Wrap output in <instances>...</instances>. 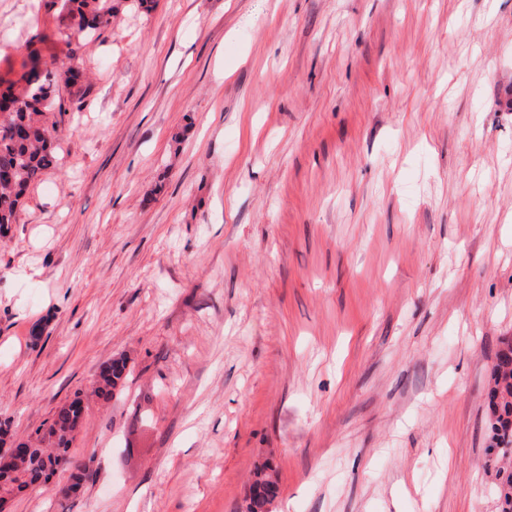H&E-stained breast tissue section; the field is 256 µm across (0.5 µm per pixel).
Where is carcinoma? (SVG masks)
Instances as JSON below:
<instances>
[{
	"instance_id": "carcinoma-1",
	"label": "carcinoma",
	"mask_w": 512,
	"mask_h": 512,
	"mask_svg": "<svg viewBox=\"0 0 512 512\" xmlns=\"http://www.w3.org/2000/svg\"><path fill=\"white\" fill-rule=\"evenodd\" d=\"M64 6L77 17L76 26L62 36L73 54L80 41L109 25L112 17V0H64ZM24 67L26 71L20 79L0 80V231L5 232L15 221L24 193L58 162L55 149L58 129L44 116L67 111L57 75L42 65L39 55L28 53ZM128 373L127 358L113 359L100 371L97 397L109 402L121 395ZM503 385L512 388L505 373L488 393V409L494 415V421L490 422L491 448L501 453L512 449V400L499 396ZM82 420L80 398L58 407L50 423L37 433L22 466L0 469V495L11 498L49 481L54 466L70 471L74 485H79L89 470V462L72 456L69 448L81 429ZM254 484L248 512H268L279 497V485L262 471L255 474Z\"/></svg>"
}]
</instances>
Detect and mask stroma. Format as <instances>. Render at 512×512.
Returning a JSON list of instances; mask_svg holds the SVG:
<instances>
[{
    "label": "stroma",
    "mask_w": 512,
    "mask_h": 512,
    "mask_svg": "<svg viewBox=\"0 0 512 512\" xmlns=\"http://www.w3.org/2000/svg\"><path fill=\"white\" fill-rule=\"evenodd\" d=\"M71 23L0 0V78L82 73L0 238V419L81 396L94 463L6 512H239L267 463L272 512H500L512 0H112L74 57ZM129 372L127 358L120 356L113 359L100 371L98 386L95 390L97 397L108 402L121 395ZM509 378L512 380V370H510V376L508 375V377L506 372L501 374L488 393V409L495 417L494 421L490 420L492 433L490 450L497 448L500 454H503L507 448L512 450V400L508 401L499 395V389L503 383H506L505 389L507 392L510 387L511 394L512 382H508Z\"/></svg>",
    "instance_id": "stroma-1"
}]
</instances>
